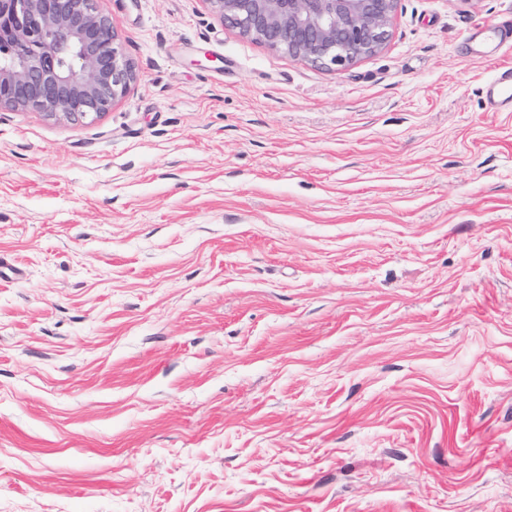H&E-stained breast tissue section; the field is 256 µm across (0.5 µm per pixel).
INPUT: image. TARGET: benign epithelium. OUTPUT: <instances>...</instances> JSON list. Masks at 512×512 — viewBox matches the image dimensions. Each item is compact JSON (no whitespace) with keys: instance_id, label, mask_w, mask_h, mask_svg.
<instances>
[{"instance_id":"1","label":"benign epithelium","mask_w":512,"mask_h":512,"mask_svg":"<svg viewBox=\"0 0 512 512\" xmlns=\"http://www.w3.org/2000/svg\"><path fill=\"white\" fill-rule=\"evenodd\" d=\"M242 37L327 69L382 50L399 0H205ZM137 78L98 0H0V110L73 123L109 111Z\"/></svg>"}]
</instances>
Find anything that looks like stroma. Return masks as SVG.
<instances>
[{"label": "stroma", "mask_w": 512, "mask_h": 512, "mask_svg": "<svg viewBox=\"0 0 512 512\" xmlns=\"http://www.w3.org/2000/svg\"><path fill=\"white\" fill-rule=\"evenodd\" d=\"M99 6L125 96L0 111V512H512V0L342 70ZM512 32V15L511 16H504L499 19L492 20L488 22L484 28L482 29V34L484 35L485 39L490 42H496L498 43L495 45V47L489 51L486 50H480L478 51V55L484 59L492 60L494 57V54L499 49L501 44V37L503 34H508ZM489 87L495 88L497 91V99L492 100V103L497 106V110L509 106V103L512 102V69L496 71L490 80ZM509 89L511 90L510 93Z\"/></svg>", "instance_id": "35a3bbf8"}]
</instances>
